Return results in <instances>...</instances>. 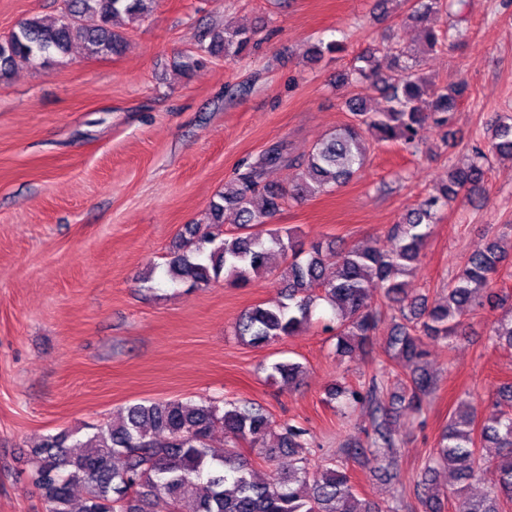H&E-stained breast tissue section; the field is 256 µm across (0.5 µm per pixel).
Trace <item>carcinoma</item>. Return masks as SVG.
Listing matches in <instances>:
<instances>
[{"instance_id": "carcinoma-1", "label": "carcinoma", "mask_w": 512, "mask_h": 512, "mask_svg": "<svg viewBox=\"0 0 512 512\" xmlns=\"http://www.w3.org/2000/svg\"><path fill=\"white\" fill-rule=\"evenodd\" d=\"M156 2L64 0L52 20L28 18L0 38V77L7 76L18 58L45 63L65 56L77 38L92 58L117 55L124 38L112 30L114 22L121 17L141 20ZM405 2V20L422 25L421 53L437 52L454 38V27L441 31L429 25L431 15L448 10L447 0ZM253 39L254 32L245 28L217 31L198 49L194 63H203L206 56H240L249 51ZM336 86L373 88L385 105L373 112L366 95L347 99L351 122L316 144L300 163L278 150L262 154L238 174L233 192L211 201L209 223L187 228L188 235L172 253L168 275L191 288L220 281L244 288L272 271L273 260L282 259L285 301L255 306L235 326L236 335L255 348L298 335L313 324L315 309L323 301L332 310L323 332L336 339V355L352 356L366 351L382 317L387 310L394 311L386 360L369 381L335 383L326 391L327 403L368 413L367 444L345 449L343 460L329 458L313 466L309 430L288 424L276 432L266 411L251 402L228 401L220 408L178 399L144 401L95 426L84 442L60 432L31 451L30 480L47 512H182L186 503L192 504V512H381L379 504L359 497L346 465L350 460L386 472L396 468L400 439L391 420L421 415L424 401L436 389L435 377L424 368L428 352L423 338L452 345L461 335L463 316L477 314L488 304L503 310L491 343L512 352L509 294L493 291L507 260L498 237L468 256L433 305L410 295L407 288V277L420 262L440 210L482 190L489 156L512 161V113L495 114L487 142L472 146L461 163L448 169L446 182L433 187L389 228L388 248H346L330 240L305 250L292 229L266 224L288 199L326 194L350 181L365 163L369 137L379 144L418 149L427 128L451 123L469 89L463 80L433 82L411 54L390 47L355 57L350 68L336 75ZM284 162L301 168L286 191L265 181L267 170ZM227 210L236 215L234 231L224 230ZM301 372L302 364L280 361L272 364L269 378L291 385ZM492 401L508 410L480 420L465 398L450 414L414 484L420 512H446L451 498L454 512H508L512 507V383L500 385ZM218 423L232 444L220 453L208 444ZM242 443L258 449V457L269 465L285 455L292 463L260 482L253 476L252 463L239 451ZM489 444L499 449L495 462L482 453ZM74 446L82 451H70ZM442 470L454 480L449 491L435 483ZM482 475L489 476L487 490L474 498L468 494L470 482ZM77 485L85 488L86 496L76 511L72 488Z\"/></svg>"}]
</instances>
